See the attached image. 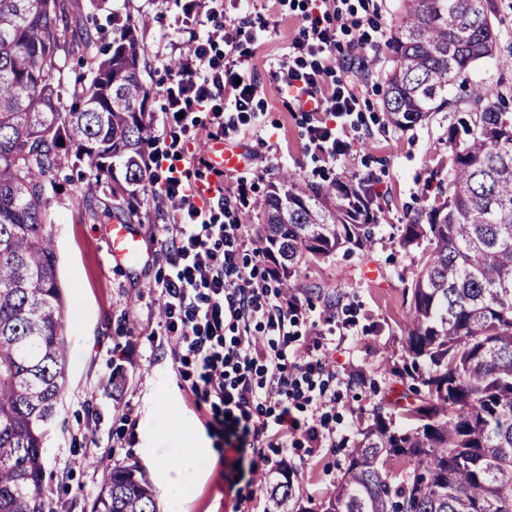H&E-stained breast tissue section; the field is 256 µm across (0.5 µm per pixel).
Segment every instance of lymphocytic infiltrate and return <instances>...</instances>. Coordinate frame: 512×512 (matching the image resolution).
Here are the masks:
<instances>
[{
  "label": "lymphocytic infiltrate",
  "instance_id": "f902f5d3",
  "mask_svg": "<svg viewBox=\"0 0 512 512\" xmlns=\"http://www.w3.org/2000/svg\"><path fill=\"white\" fill-rule=\"evenodd\" d=\"M210 2L206 28L187 30L188 47L178 60L160 117L162 132L149 141L151 165H160L165 157L166 138L197 134V112L209 109L218 128L232 127L251 111L258 93L259 85L248 70V45L257 41V34L228 29L224 0ZM317 2L321 16L293 42L294 60L281 61L272 79L289 109L307 111L311 146L335 162L350 150L336 122L358 111L360 102L352 80L329 77L336 33L327 22L341 12L336 0ZM218 38L231 47L221 63L208 53ZM159 199L174 250L170 273L158 283L163 325L191 369L197 395L209 402L219 431L246 445L249 437L267 430V422L255 414L271 401L279 409L276 423L281 430L302 433L310 447H322L331 435L327 423L308 424L293 411L312 402L326 405V393L316 392L312 380L332 376L333 371L321 359L289 363L278 344L301 310L298 299L273 301L266 287L256 283L254 272L239 263V227L218 220L219 212L229 206L227 198L214 203L199 199L189 176L170 174ZM255 319L265 325V342L244 332ZM259 372L266 385L255 383Z\"/></svg>",
  "mask_w": 512,
  "mask_h": 512
}]
</instances>
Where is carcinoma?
Segmentation results:
<instances>
[{"instance_id":"obj_1","label":"carcinoma","mask_w":512,"mask_h":512,"mask_svg":"<svg viewBox=\"0 0 512 512\" xmlns=\"http://www.w3.org/2000/svg\"><path fill=\"white\" fill-rule=\"evenodd\" d=\"M383 111L408 128L449 104L468 67L493 58V0H403ZM111 31L71 25L68 0H0V512H43L44 444L66 388V333L49 190L82 164L121 219L149 184L144 16L112 10ZM90 78L63 105L61 57ZM448 126V190L399 245L426 242L405 350L425 394L395 400L409 425L361 430L322 512H512V112L479 85ZM264 252L282 287L300 267L376 241L365 186H321L285 171L261 204ZM407 405H402V402ZM106 470L91 512H159L135 464ZM289 482L268 489L288 512Z\"/></svg>"}]
</instances>
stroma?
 Segmentation results:
<instances>
[{"mask_svg":"<svg viewBox=\"0 0 512 512\" xmlns=\"http://www.w3.org/2000/svg\"><path fill=\"white\" fill-rule=\"evenodd\" d=\"M493 24L499 37L494 58L470 66L450 87L452 104L407 129L392 126L382 109L385 78L393 66L391 25L403 0H347L354 23L338 32L342 46L335 75L353 71L362 109L346 129L350 153L331 163L315 153L302 113L286 109L270 83V72L287 57L292 40L316 16L315 6L299 8L280 0H224L234 25L259 33L251 44L249 66L261 90L253 101L255 116L226 130V142L241 145L249 160L248 204L231 208L223 222L241 226V260L258 265L269 293L281 290L269 274L273 263L260 254V202L283 169L299 172L320 185L368 181L374 191L378 240L368 252H337L300 268L297 295L303 309L290 329L288 357L325 360L335 373L327 383V406L306 405L297 417L327 418L333 434L324 447L309 448L299 435L267 431L244 451L212 426L209 405L193 391V378L171 353L161 325L155 280L167 273L172 251L165 218L151 197H141L126 215L139 238L143 258L114 267L109 250L112 198L97 187V217L86 216L82 196L91 178L83 167L65 169L51 192L49 208L64 288L67 334L71 341L67 387L59 416L45 443L44 512H91L106 475L93 460L138 463L153 485L161 512H172L164 476L156 462L173 449L188 446L201 431L216 452L203 479L189 491L186 512H273L269 485L290 476V512L318 507L341 483L347 455L360 432L381 416L393 427L406 424L393 401L419 389L417 376H398L411 359L404 349L410 317L411 283L423 256L404 250L398 240L413 218L425 217L440 186L448 182V126L455 111H466L468 89L482 82L492 98L512 105V0H494ZM114 8L151 17L140 31L144 51L142 80L152 88L150 109L163 110L169 64L185 50L174 0H113ZM202 146L184 139L171 149L164 167L189 172L193 181H215L203 164ZM337 293L339 306L329 305L319 289ZM123 374L121 393H113L112 377ZM166 412H159L158 400ZM255 461L257 471L239 474L237 459Z\"/></svg>","mask_w":512,"mask_h":512,"instance_id":"35a3bbf8","label":"stroma"}]
</instances>
